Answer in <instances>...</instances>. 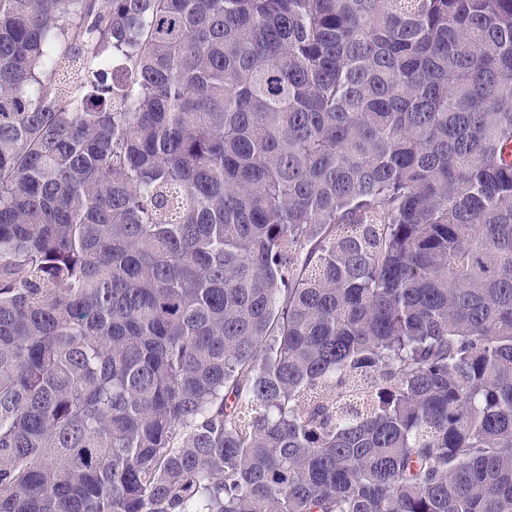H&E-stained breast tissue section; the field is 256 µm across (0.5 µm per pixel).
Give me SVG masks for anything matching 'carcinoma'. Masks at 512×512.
<instances>
[{
    "instance_id": "cac0c4a2",
    "label": "carcinoma",
    "mask_w": 512,
    "mask_h": 512,
    "mask_svg": "<svg viewBox=\"0 0 512 512\" xmlns=\"http://www.w3.org/2000/svg\"><path fill=\"white\" fill-rule=\"evenodd\" d=\"M0 512H512V0H0Z\"/></svg>"
}]
</instances>
